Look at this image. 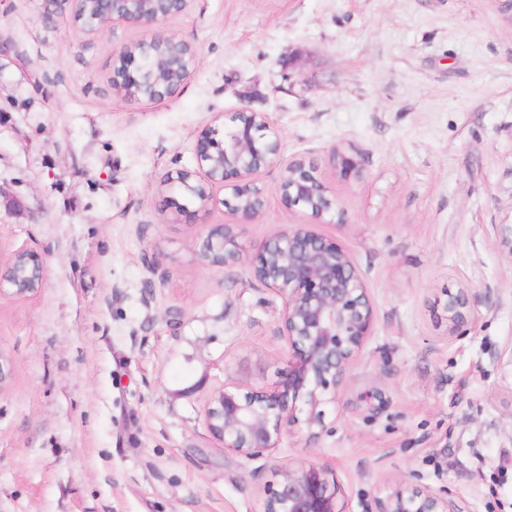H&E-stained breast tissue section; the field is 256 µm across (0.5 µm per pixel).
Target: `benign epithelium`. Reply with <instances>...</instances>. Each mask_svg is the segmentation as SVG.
<instances>
[{"label": "benign epithelium", "mask_w": 512, "mask_h": 512, "mask_svg": "<svg viewBox=\"0 0 512 512\" xmlns=\"http://www.w3.org/2000/svg\"><path fill=\"white\" fill-rule=\"evenodd\" d=\"M73 18L80 29L95 35L114 22L157 25L184 12L189 0H71ZM181 45L191 57L178 86L159 87L149 71H161L167 61L152 54L162 45ZM141 51L124 47L113 54L112 86L130 98L159 101L175 96L191 78L196 48L172 35L158 34L139 43ZM224 136L213 126L204 128L195 143L198 172L182 171L176 181L188 193L193 185L205 190L221 186L235 203L232 215L252 221L266 200L257 176L276 163L282 140L267 113L244 105L230 116ZM341 175H362L354 155L333 151ZM282 201L298 207L304 221L274 230L252 253L239 242L237 225L224 224L211 233L200 249L210 267L245 263L252 278L279 292L283 298L282 331L288 338L289 355L280 372L277 390L243 391L226 382L209 397L205 422L209 433L224 450L252 459L278 447L283 432L302 425L315 438L324 428L322 406L336 402L346 369L372 336L374 311L364 279L351 254L335 240L319 233L315 224L339 214L329 188L316 177L314 164L303 157L288 160L280 184ZM500 253L512 263V224L494 225ZM44 261L31 249H18L0 262V295L25 299L43 285ZM442 311L448 321V337H458L470 314L469 292L460 288L447 293ZM303 405H298V400ZM262 512H345L342 488L328 469L310 462L284 465L277 479L264 491ZM364 512H461L446 491L389 485L383 497L364 504Z\"/></svg>", "instance_id": "1"}]
</instances>
